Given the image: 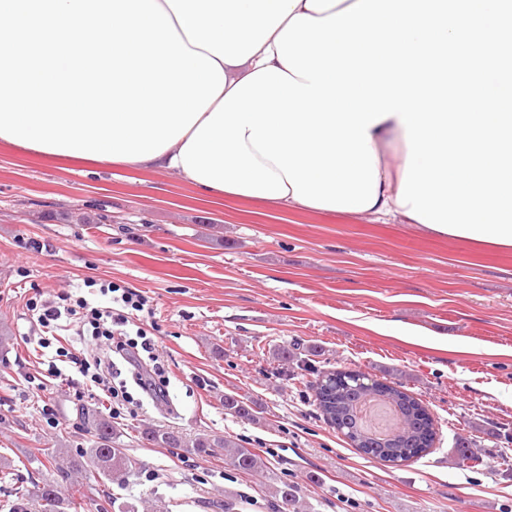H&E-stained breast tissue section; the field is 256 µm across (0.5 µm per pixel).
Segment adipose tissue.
<instances>
[{"mask_svg":"<svg viewBox=\"0 0 512 512\" xmlns=\"http://www.w3.org/2000/svg\"><path fill=\"white\" fill-rule=\"evenodd\" d=\"M226 85L141 161L213 199L401 216L512 249V7L502 0H157ZM497 47V60L481 47ZM492 73L498 91L457 112ZM398 146L394 163L389 147Z\"/></svg>","mask_w":512,"mask_h":512,"instance_id":"1","label":"adipose tissue"}]
</instances>
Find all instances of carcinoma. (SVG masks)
Instances as JSON below:
<instances>
[{
    "label": "carcinoma",
    "mask_w": 512,
    "mask_h": 512,
    "mask_svg": "<svg viewBox=\"0 0 512 512\" xmlns=\"http://www.w3.org/2000/svg\"><path fill=\"white\" fill-rule=\"evenodd\" d=\"M366 375L353 370L334 369L320 371L312 384V397L324 420L343 434L354 448L372 459L386 462L390 459L403 463L430 452L435 441L434 420L420 401L396 382L368 380V386L357 379ZM375 394L395 402L404 419L400 431L390 439L381 440L364 433L359 427L354 408L359 400ZM224 410L242 418L253 416V409L233 395L224 396ZM87 435L88 447L77 456L67 457L69 468L76 472H95L107 480L119 479L135 466L127 454L121 437L124 428L100 412L83 405L76 408ZM140 438L149 444L164 448H183L198 455L210 456L221 452L224 465L243 473H258L267 468L261 455L241 443L224 437L199 433L187 438L179 432L160 427L144 426ZM457 464L467 469H477L482 460L466 445L457 448ZM272 497L281 504L282 512H296V495L293 486L282 482L272 487ZM40 512H70L74 502L59 496L52 485L42 488Z\"/></svg>",
    "instance_id": "carcinoma-1"
}]
</instances>
